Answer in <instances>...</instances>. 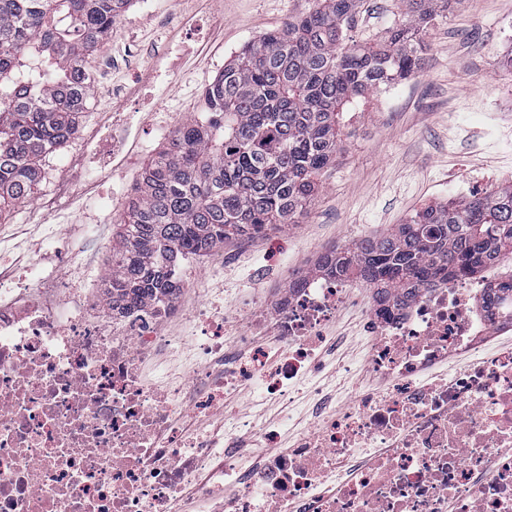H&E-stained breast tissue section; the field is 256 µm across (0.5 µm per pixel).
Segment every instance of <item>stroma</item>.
<instances>
[{"label": "stroma", "instance_id": "1", "mask_svg": "<svg viewBox=\"0 0 512 512\" xmlns=\"http://www.w3.org/2000/svg\"><path fill=\"white\" fill-rule=\"evenodd\" d=\"M307 0H135L93 57V98L74 138L51 155L38 197L0 223V271L26 276L45 256L41 276L63 270L56 253L77 256L101 274L94 239L115 230L147 161L172 131L204 107L203 91L247 42L281 27ZM398 0H361L356 39L379 38L399 13ZM205 22L194 40L181 17ZM190 50L170 77L156 111L134 112L148 62L175 43ZM420 73L362 101L352 112L336 163L298 223L268 237L224 244L183 265L205 275L183 294L197 305L209 288H233L237 304L254 299V272L270 242L282 260L270 285L287 287L296 271L335 244L403 223L429 202L482 195L512 181V0H454L429 28ZM133 126L122 153L86 164L84 148Z\"/></svg>", "mask_w": 512, "mask_h": 512}]
</instances>
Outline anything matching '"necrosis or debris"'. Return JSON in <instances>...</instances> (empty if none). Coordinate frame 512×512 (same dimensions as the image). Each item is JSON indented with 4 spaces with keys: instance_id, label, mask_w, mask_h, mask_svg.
<instances>
[{
    "instance_id": "4bbe7bcc",
    "label": "necrosis or debris",
    "mask_w": 512,
    "mask_h": 512,
    "mask_svg": "<svg viewBox=\"0 0 512 512\" xmlns=\"http://www.w3.org/2000/svg\"><path fill=\"white\" fill-rule=\"evenodd\" d=\"M485 275L370 294L361 374L327 386L351 281L250 307L0 284V512H512V324ZM280 419H251L253 403ZM212 430L186 436L185 418Z\"/></svg>"
}]
</instances>
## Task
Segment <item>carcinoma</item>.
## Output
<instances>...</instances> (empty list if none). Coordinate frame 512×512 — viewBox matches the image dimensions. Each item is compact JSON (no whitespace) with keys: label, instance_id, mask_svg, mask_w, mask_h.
<instances>
[{"label":"carcinoma","instance_id":"carcinoma-1","mask_svg":"<svg viewBox=\"0 0 512 512\" xmlns=\"http://www.w3.org/2000/svg\"><path fill=\"white\" fill-rule=\"evenodd\" d=\"M133 0H0V218L31 200L44 163L77 132L90 62ZM452 0H401L377 42L354 38L360 0H309L244 45L206 87L204 112L145 166L112 247L106 303L162 302L179 262L296 223L336 160L344 115L421 67ZM512 257V182L427 203L402 224L334 245L315 270L379 293L474 277Z\"/></svg>","mask_w":512,"mask_h":512}]
</instances>
